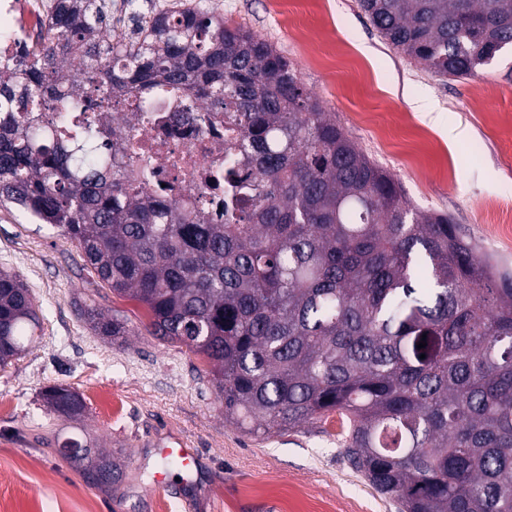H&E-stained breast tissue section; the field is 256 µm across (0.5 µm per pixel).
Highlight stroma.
Listing matches in <instances>:
<instances>
[{
  "mask_svg": "<svg viewBox=\"0 0 512 512\" xmlns=\"http://www.w3.org/2000/svg\"><path fill=\"white\" fill-rule=\"evenodd\" d=\"M205 10L258 32L297 68L323 111L392 173L412 204L450 214L499 264L512 239L485 222L493 201L512 202V58L458 79L388 46L359 0H201ZM0 269L20 275L41 327L22 356L0 368V512H398L356 473L323 423L248 434L225 416L212 361L150 333L151 315L112 292L75 244L0 206ZM96 304L128 335L107 341L81 309ZM64 385L85 403L72 418L47 409L43 391ZM76 441L112 451L123 478L88 482L65 454ZM196 449L192 484L154 487L158 443Z\"/></svg>",
  "mask_w": 512,
  "mask_h": 512,
  "instance_id": "stroma-1",
  "label": "stroma"
}]
</instances>
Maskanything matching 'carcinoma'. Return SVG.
<instances>
[{"label": "carcinoma", "mask_w": 512, "mask_h": 512, "mask_svg": "<svg viewBox=\"0 0 512 512\" xmlns=\"http://www.w3.org/2000/svg\"><path fill=\"white\" fill-rule=\"evenodd\" d=\"M379 35L438 76L478 75L512 47V0H359ZM49 0L35 44L0 53V205L76 244L112 291L148 307L152 335L215 362L224 414L266 434L336 412L351 467L399 512H512V273L450 215L410 207L399 181L322 110L266 39L198 0L134 11ZM202 97L250 173L209 224L173 195L144 201L101 112L134 91ZM107 339L126 325L95 307ZM40 328L19 274L0 270V367ZM424 341L426 346L417 348ZM425 358H420V355ZM50 409L85 405L63 385ZM71 459L95 485L112 453Z\"/></svg>", "instance_id": "1"}]
</instances>
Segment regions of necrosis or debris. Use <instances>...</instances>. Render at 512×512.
<instances>
[{
    "label": "necrosis or debris",
    "mask_w": 512,
    "mask_h": 512,
    "mask_svg": "<svg viewBox=\"0 0 512 512\" xmlns=\"http://www.w3.org/2000/svg\"><path fill=\"white\" fill-rule=\"evenodd\" d=\"M2 13L18 18L9 38L14 44L40 27L46 5L44 0H0ZM112 112L124 129L126 162L151 168L146 194L181 196L209 223H223L224 171L240 161L225 147L222 114L201 98L177 100L159 90L133 92Z\"/></svg>",
    "instance_id": "4bbe7bcc"
}]
</instances>
